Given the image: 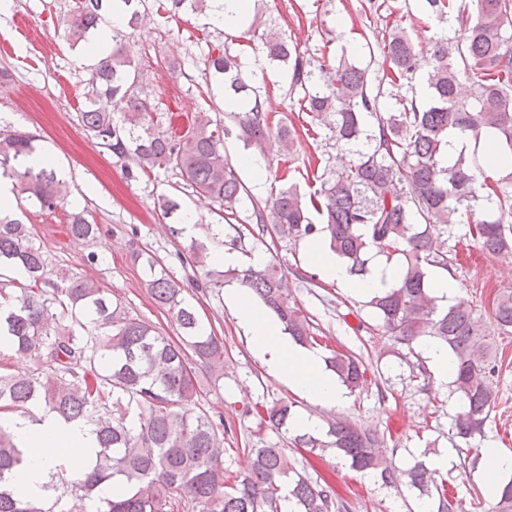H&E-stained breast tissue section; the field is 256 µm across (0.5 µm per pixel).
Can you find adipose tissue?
Here are the masks:
<instances>
[{
    "label": "adipose tissue",
    "instance_id": "obj_1",
    "mask_svg": "<svg viewBox=\"0 0 512 512\" xmlns=\"http://www.w3.org/2000/svg\"><path fill=\"white\" fill-rule=\"evenodd\" d=\"M306 252L328 280L363 297L390 288L399 277L396 265L380 262L369 275L355 279L343 262L319 243H308ZM228 302L270 373L317 403L333 406L344 400V388L324 369L319 355L290 340L281 325L253 303L245 289L233 290ZM0 425L9 428L19 447L28 451L22 466L15 470L11 485L29 499L50 495L56 454L85 462L95 457L96 436L89 425L67 424L41 411L32 418L1 413Z\"/></svg>",
    "mask_w": 512,
    "mask_h": 512
}]
</instances>
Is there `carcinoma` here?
<instances>
[{
  "label": "carcinoma",
  "mask_w": 512,
  "mask_h": 512,
  "mask_svg": "<svg viewBox=\"0 0 512 512\" xmlns=\"http://www.w3.org/2000/svg\"><path fill=\"white\" fill-rule=\"evenodd\" d=\"M210 0H161L166 14L204 15ZM475 9L454 10V0H426L441 22L457 12L459 39L430 40L427 71L429 102L412 97L396 112L381 113L384 87H413L421 50L398 25L386 31L380 49L388 68L371 77L345 55L315 86L314 65L291 50L274 28H261L245 17L240 38L254 44L266 61L288 67L291 85L301 88L302 111L315 122L335 116L330 131L346 145L360 140L364 117L377 122L367 147L339 168L314 176L319 186L309 194L290 184L262 202L251 200L259 234L279 239H319L341 258L352 275L369 274L378 257L396 262L395 284L366 301L385 334L410 345L422 336L444 343L454 357V391L465 410L455 420L457 437L482 431L495 400L493 338L472 305L459 300L441 306L429 283L433 268L448 269V251L439 237L443 228L467 218L468 235L485 255L512 251V191L491 179L464 153L444 160L448 133L478 140L495 135L494 152L512 156V0H474ZM102 0H74L66 21L67 36L78 43L96 29ZM130 33L112 29V51L97 63L89 104L79 113L83 129L119 160H132L149 174L172 169L199 194L224 205L231 222L236 205L249 195L234 165L224 155V136L235 131L244 149L267 159L293 147L296 128L272 121L260 101V87L244 76L238 56L215 48L209 67L224 90L221 126L205 112L196 113L183 131L181 115L160 112L156 104L131 94L141 67L126 51ZM126 99L127 111L116 115L112 98ZM34 136L0 129V179L12 182L26 200L52 211L67 204L64 182L47 166L33 168L23 158L35 151ZM485 198L491 208L476 213ZM314 210L321 223L310 221ZM70 237L90 241L100 228L82 213L70 215ZM193 274L184 283L145 251L136 253L147 271L144 288L156 305L172 313L178 340L129 312L94 281L66 275L49 265L33 242L31 227L0 216V268L19 269L33 283L14 287L0 274V340L33 360L26 372L0 371V412L33 416L43 410L65 423L95 427V460L86 465L64 460L55 473L77 471L81 479L57 495L49 506L17 497L12 472L23 452L11 432L0 426V512H85L97 489L120 484L121 490L96 498V512H282L284 500L294 512H336L333 488L288 467L285 449L272 445L247 449L248 469L238 475L224 468V415L202 405L198 372L213 384L224 379V339L205 330L184 296L191 286L204 293L223 287L229 276L256 296L280 321L284 333L301 345L315 342L312 325L290 300L281 265H248L225 272L205 269L207 248H188ZM491 317L496 329L512 334V291L500 293ZM326 368L350 391L367 382L366 364L351 352L330 350ZM292 405L278 401L255 411L260 423L280 432L291 427ZM294 443L314 455L331 448L358 472L385 484H407L422 495L436 491L437 512H465L437 483L436 470L418 461L407 469L393 465L373 434L341 421L327 422L321 438L298 434ZM495 512H512V479L503 484Z\"/></svg>",
  "instance_id": "1"
}]
</instances>
